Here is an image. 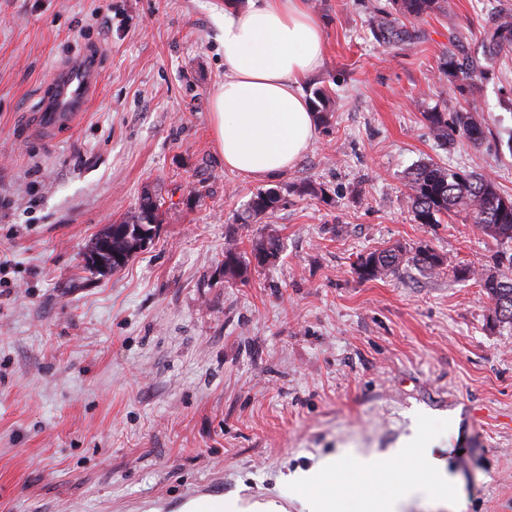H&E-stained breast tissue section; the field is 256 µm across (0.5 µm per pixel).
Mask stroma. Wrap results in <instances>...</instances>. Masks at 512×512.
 Segmentation results:
<instances>
[{"label": "stroma", "instance_id": "stroma-1", "mask_svg": "<svg viewBox=\"0 0 512 512\" xmlns=\"http://www.w3.org/2000/svg\"><path fill=\"white\" fill-rule=\"evenodd\" d=\"M308 2L326 48L303 91L326 90L333 116L294 169L248 180L209 134L224 0H0V512L216 496L301 512L295 472L411 445L444 461L465 512H512V329L475 281L353 271L394 244L491 265L496 242L462 218L412 222L405 177L433 161L512 194V56L461 93L440 70L448 25L481 54L488 0L400 19L416 40L389 50L370 30L386 0ZM79 62L98 72L88 104L48 126L51 81ZM454 104L484 118L483 148L429 132L425 113ZM267 189L283 206L241 223ZM147 194L152 242L86 270L91 240ZM270 228L279 259L225 281L226 236L247 253Z\"/></svg>", "mask_w": 512, "mask_h": 512}]
</instances>
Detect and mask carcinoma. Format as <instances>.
I'll list each match as a JSON object with an SVG mask.
<instances>
[{
    "label": "carcinoma",
    "instance_id": "carcinoma-1",
    "mask_svg": "<svg viewBox=\"0 0 512 512\" xmlns=\"http://www.w3.org/2000/svg\"><path fill=\"white\" fill-rule=\"evenodd\" d=\"M391 9L378 8L370 20L376 41L390 49L410 41L411 35L395 26L396 16L420 18L445 11V0H390ZM482 58L461 61L453 53H446L441 71L448 81L463 92L477 79L485 77L490 68L504 56L512 54V12L494 7L491 20L483 30ZM432 135L447 144L463 135L475 147L487 139L486 127L478 114L460 111L448 116L433 110L424 113ZM407 207L416 224H441L449 217H461L476 225L480 231L501 245L494 254L493 264L485 269L466 265L451 267L448 273L456 279H474L490 302L496 322L512 326V196L505 194L496 179L486 173L465 168L444 167L433 162H422L409 172ZM282 206V198L275 189L254 195L248 211L249 223L275 212ZM159 205L157 201L142 199L138 208L119 224L104 228L91 241L88 251L98 258L85 262L92 273L105 274L123 268L142 251L144 237L158 229ZM282 243L277 231L270 228L257 238L251 256L263 264L277 259ZM406 263L429 272H441L445 262L433 249L423 247L411 253L401 245L377 249L362 254L354 263L359 278L372 280L393 276ZM250 262L238 248L237 239L230 235L224 247V278L247 281Z\"/></svg>",
    "mask_w": 512,
    "mask_h": 512
}]
</instances>
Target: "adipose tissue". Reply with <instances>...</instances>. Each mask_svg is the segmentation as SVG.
Segmentation results:
<instances>
[{"label": "adipose tissue", "mask_w": 512, "mask_h": 512, "mask_svg": "<svg viewBox=\"0 0 512 512\" xmlns=\"http://www.w3.org/2000/svg\"><path fill=\"white\" fill-rule=\"evenodd\" d=\"M224 80L210 97V130L225 168L250 180L292 169L316 137L303 79L322 64L325 35L307 0L224 4ZM414 448L394 455L343 450L292 481L304 512H396L394 493Z\"/></svg>", "instance_id": "1"}]
</instances>
